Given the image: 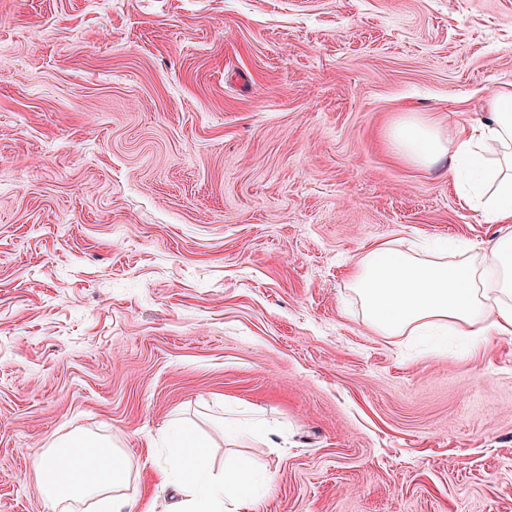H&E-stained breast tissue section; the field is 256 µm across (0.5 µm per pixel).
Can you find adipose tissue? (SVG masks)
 I'll return each mask as SVG.
<instances>
[{"label": "adipose tissue", "mask_w": 512, "mask_h": 512, "mask_svg": "<svg viewBox=\"0 0 512 512\" xmlns=\"http://www.w3.org/2000/svg\"><path fill=\"white\" fill-rule=\"evenodd\" d=\"M400 160L421 168L447 162L459 183V199L480 210L487 223L503 225L490 244L448 253L420 254L401 240L374 244L352 263V286L367 327L384 336H421L457 327L482 334L493 328L512 335V84L497 86L483 102L482 118L445 134L417 112L401 114L388 133ZM161 434L170 466L159 485L176 484L185 496L180 512H251L270 478L239 456L214 475L207 466V440L181 421ZM42 494L53 512H132L130 461L110 440L71 432L53 440L36 467Z\"/></svg>", "instance_id": "adipose-tissue-1"}]
</instances>
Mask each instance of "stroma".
I'll list each match as a JSON object with an SVG mask.
<instances>
[{"label": "stroma", "mask_w": 512, "mask_h": 512, "mask_svg": "<svg viewBox=\"0 0 512 512\" xmlns=\"http://www.w3.org/2000/svg\"><path fill=\"white\" fill-rule=\"evenodd\" d=\"M504 82L512 0H0V512H50L73 431L171 512L173 418L266 470L253 512H512V337L379 335L349 281L398 235L497 238L387 133ZM237 403L269 442L225 446Z\"/></svg>", "instance_id": "35a3bbf8"}]
</instances>
